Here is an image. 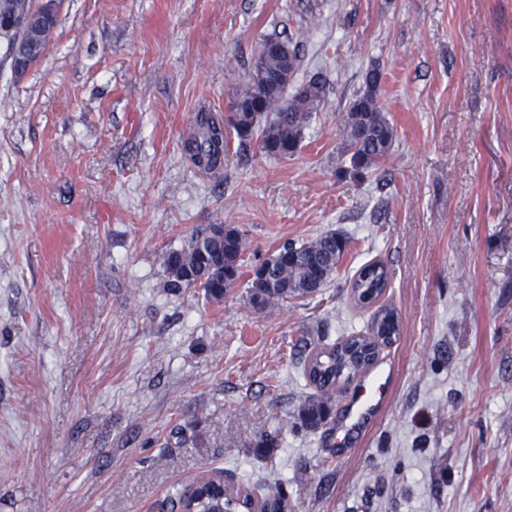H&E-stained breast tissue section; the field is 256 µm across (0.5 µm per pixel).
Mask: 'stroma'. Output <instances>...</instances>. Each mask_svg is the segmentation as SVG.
<instances>
[{"label":"stroma","mask_w":512,"mask_h":512,"mask_svg":"<svg viewBox=\"0 0 512 512\" xmlns=\"http://www.w3.org/2000/svg\"><path fill=\"white\" fill-rule=\"evenodd\" d=\"M272 35L324 103L294 155L232 135L200 174L196 112L232 115ZM374 67L396 139L342 179ZM213 224L249 258L219 302L163 262ZM330 231L350 247L318 294L249 305L253 265ZM373 260L400 335L367 374L386 402L334 456L361 382L298 427L293 346L368 333L347 285ZM216 467L288 512H512V0H60L36 64L0 51V512H161Z\"/></svg>","instance_id":"stroma-1"}]
</instances>
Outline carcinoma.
Returning a JSON list of instances; mask_svg holds the SVG:
<instances>
[{"mask_svg":"<svg viewBox=\"0 0 512 512\" xmlns=\"http://www.w3.org/2000/svg\"><path fill=\"white\" fill-rule=\"evenodd\" d=\"M33 15L40 24L27 31L11 34L0 31V46L6 56H17L37 63L43 56L57 12L45 3L33 0H0V15ZM298 45L287 38L271 37L261 44L250 78L240 94L239 106L223 122L207 110L194 118L192 132L182 141V152L204 174L224 168L226 127L230 126L239 146L256 142L261 153L271 157L294 154L304 130L326 97V83L320 74L302 84L303 91L281 103L287 80L299 70ZM381 71L370 69L364 78V91L351 103L343 131V153L349 166L343 173L360 179L376 170L389 156L395 140V128L378 100ZM349 248V239L328 232L310 241H288L263 262L259 276L247 283L249 303L256 309L288 300L314 295L337 272V265ZM246 240L232 227L219 235L213 230L192 235L180 249L169 252L164 264L170 274L168 287L199 288L210 301H220L228 284L236 283L244 264ZM388 285L383 263L373 261L361 267L349 285L350 302L364 307L378 301ZM396 310L379 306L366 336H345L324 347H310L299 340L302 351V375L316 389L339 385L367 373L376 363L380 349L391 345L399 335ZM331 411L324 400L307 399L299 408L301 427L316 431L327 424ZM219 472L195 482L192 494L185 492L170 499V508L178 512H239L248 505V496L224 495Z\"/></svg>","mask_w":512,"mask_h":512,"instance_id":"1","label":"carcinoma"}]
</instances>
